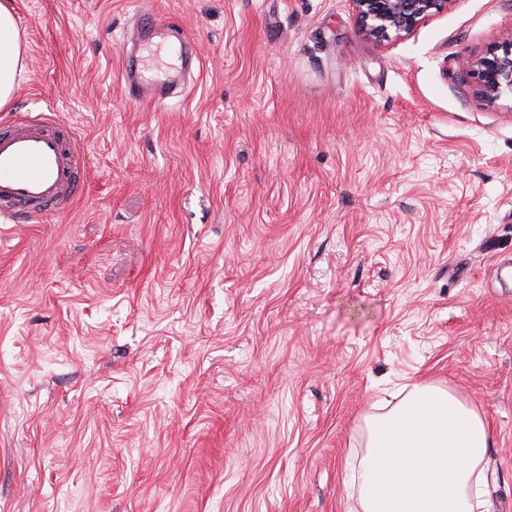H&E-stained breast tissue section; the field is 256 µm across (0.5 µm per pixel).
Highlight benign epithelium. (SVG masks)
Returning <instances> with one entry per match:
<instances>
[{
    "mask_svg": "<svg viewBox=\"0 0 512 512\" xmlns=\"http://www.w3.org/2000/svg\"><path fill=\"white\" fill-rule=\"evenodd\" d=\"M359 29L377 43L408 36L431 17L448 10L452 0H350ZM482 105L494 106L512 95V39L460 63Z\"/></svg>",
    "mask_w": 512,
    "mask_h": 512,
    "instance_id": "7a95c632",
    "label": "benign epithelium"
}]
</instances>
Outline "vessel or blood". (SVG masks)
Wrapping results in <instances>:
<instances>
[{
    "label": "vessel or blood",
    "instance_id": "1",
    "mask_svg": "<svg viewBox=\"0 0 512 512\" xmlns=\"http://www.w3.org/2000/svg\"><path fill=\"white\" fill-rule=\"evenodd\" d=\"M156 33L179 37L172 24L143 15L130 33L134 42ZM130 101L166 106L176 81L158 83L127 72ZM87 166V150L72 128L53 113L21 112L0 124V219L37 224L42 216L68 212L78 195Z\"/></svg>",
    "mask_w": 512,
    "mask_h": 512
}]
</instances>
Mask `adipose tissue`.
I'll use <instances>...</instances> for the list:
<instances>
[{"instance_id":"ef3b65f1","label":"adipose tissue","mask_w":512,"mask_h":512,"mask_svg":"<svg viewBox=\"0 0 512 512\" xmlns=\"http://www.w3.org/2000/svg\"><path fill=\"white\" fill-rule=\"evenodd\" d=\"M23 69L22 34L0 0V110L10 106ZM490 444L474 408L453 393L414 385L368 424L356 477L362 512H479Z\"/></svg>"}]
</instances>
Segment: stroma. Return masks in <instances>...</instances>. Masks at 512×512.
<instances>
[{
  "mask_svg": "<svg viewBox=\"0 0 512 512\" xmlns=\"http://www.w3.org/2000/svg\"><path fill=\"white\" fill-rule=\"evenodd\" d=\"M10 108L88 148L72 210L0 224V512H362L366 421L405 387L485 419L512 512V97L460 59L512 0L377 43L350 0H9ZM200 66L125 92L140 13ZM159 31L160 34L167 37L180 38L181 32L177 30L172 24H165L162 20L157 19L149 14H144L141 22L134 28L131 33L125 38H130L132 41L140 45L141 41H147L149 38ZM126 88L128 96L132 102L147 101L157 107H164L167 101L175 94L177 81L175 79L168 83H158L146 78L141 73L132 72L130 66L125 69Z\"/></svg>",
  "mask_w": 512,
  "mask_h": 512,
  "instance_id": "1",
  "label": "stroma"
}]
</instances>
